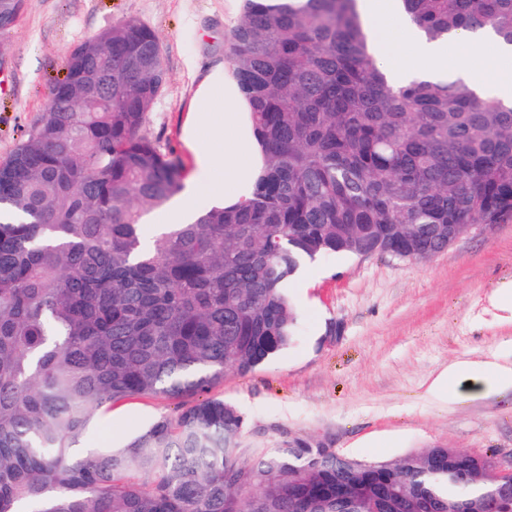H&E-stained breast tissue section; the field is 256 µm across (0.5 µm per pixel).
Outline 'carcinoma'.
<instances>
[{"label": "carcinoma", "mask_w": 512, "mask_h": 512, "mask_svg": "<svg viewBox=\"0 0 512 512\" xmlns=\"http://www.w3.org/2000/svg\"><path fill=\"white\" fill-rule=\"evenodd\" d=\"M431 42L491 28L512 0H400ZM112 57V92L81 83ZM224 57L247 95L267 169L253 196L188 224L145 223L183 188L180 159L144 133L166 83L134 19L80 43L42 118L0 162V512H432L479 505L486 471L426 448L352 470L293 445L241 460L244 416L212 390L288 350L301 264L448 248L436 227L512 221V102L461 76L398 90L372 55L358 0H244ZM162 396L122 448L73 454L95 412Z\"/></svg>", "instance_id": "1"}]
</instances>
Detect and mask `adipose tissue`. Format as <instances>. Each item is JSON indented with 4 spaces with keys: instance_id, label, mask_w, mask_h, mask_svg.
I'll list each match as a JSON object with an SVG mask.
<instances>
[{
    "instance_id": "ef3b65f1",
    "label": "adipose tissue",
    "mask_w": 512,
    "mask_h": 512,
    "mask_svg": "<svg viewBox=\"0 0 512 512\" xmlns=\"http://www.w3.org/2000/svg\"><path fill=\"white\" fill-rule=\"evenodd\" d=\"M361 12L379 65L392 85L399 86L412 76L426 73L446 77L449 68L464 73L483 96L512 101V45L493 32L483 31L461 40L465 53L449 60L447 43L426 42L418 29L402 21L409 51H401L384 36L383 27L401 11L393 0H360ZM491 48L479 66H470L467 51ZM187 145L195 169L186 189L170 205L172 223H183L199 196L217 199L232 207L250 198L264 170V149L250 119V105L242 94L234 73L223 68L204 72L195 92V111L186 128ZM512 386V369L490 362H470L440 372L431 382L430 395L449 399L463 389L479 393L487 388Z\"/></svg>"
}]
</instances>
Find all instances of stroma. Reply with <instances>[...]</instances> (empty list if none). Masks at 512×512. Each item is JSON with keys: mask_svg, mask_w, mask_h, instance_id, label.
<instances>
[{"mask_svg": "<svg viewBox=\"0 0 512 512\" xmlns=\"http://www.w3.org/2000/svg\"><path fill=\"white\" fill-rule=\"evenodd\" d=\"M242 0H24L0 31V160L45 111L71 51L134 18L157 35L167 81L145 130L185 168L182 128L199 75L224 64ZM296 344L254 372H227L215 395L245 417L238 447L258 453L299 438L369 462L425 448L512 457V388L448 401L428 395L440 371L465 361L512 368V223L478 226L435 256L330 255L288 285ZM172 402L131 398L97 413L80 444L120 448Z\"/></svg>", "mask_w": 512, "mask_h": 512, "instance_id": "obj_1", "label": "stroma"}]
</instances>
